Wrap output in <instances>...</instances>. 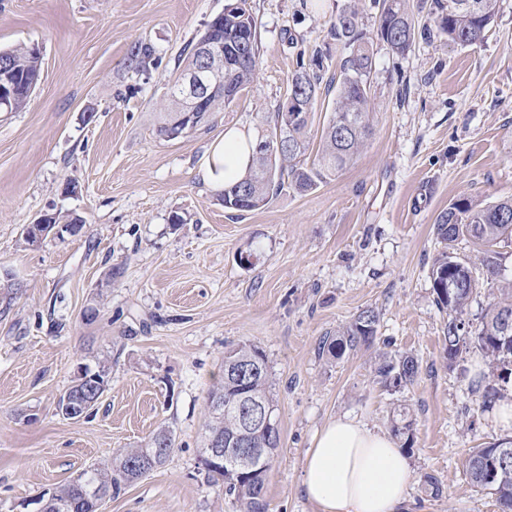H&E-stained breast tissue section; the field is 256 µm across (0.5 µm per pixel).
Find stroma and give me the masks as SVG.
Wrapping results in <instances>:
<instances>
[{"instance_id":"obj_1","label":"stroma","mask_w":512,"mask_h":512,"mask_svg":"<svg viewBox=\"0 0 512 512\" xmlns=\"http://www.w3.org/2000/svg\"><path fill=\"white\" fill-rule=\"evenodd\" d=\"M229 2L0 0V49L41 54L29 105L0 112V273L16 284L0 293V512H41L44 496L162 427L174 438L166 463L102 512H236L200 458L208 391L225 351L248 341L269 358L281 426L267 512H319L303 491L316 433L342 414L389 430L400 403L416 418L401 512H499L463 460L502 432L444 358L429 270L441 210L512 198V0L471 46L435 35L431 0H408L424 34L402 56L375 43L362 153L314 190L242 213L203 182L208 149L230 125L265 134L313 54L339 77L346 52L330 28L350 0H248L254 82L164 139L157 114L184 49ZM138 40L156 49L143 75L127 61ZM57 212L81 215L84 231L26 246L25 225ZM366 307L380 314L376 349L419 361L402 391L375 382L368 351L318 353ZM85 365L107 368L108 389L89 416L65 419L58 399Z\"/></svg>"}]
</instances>
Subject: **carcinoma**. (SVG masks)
<instances>
[{
    "label": "carcinoma",
    "instance_id": "cac0c4a2",
    "mask_svg": "<svg viewBox=\"0 0 512 512\" xmlns=\"http://www.w3.org/2000/svg\"><path fill=\"white\" fill-rule=\"evenodd\" d=\"M379 7L377 39L397 55L408 53L416 41L415 24L406 0H376ZM437 35L458 45H473L482 41L498 10V0H432ZM331 34L343 43L348 52L341 71L336 99L321 133L320 148L312 163L305 162L308 150L310 114L314 112L323 80L322 61L314 58L307 67L297 70L288 84V94L301 106L302 119L289 123L285 107H280L270 120L267 139L286 141L282 151L254 150L253 162L239 181L224 186V208L249 212L268 205L274 196L289 187L298 193L308 192L347 168L364 147L370 132L369 84L374 63V38L364 30L359 4L343 11L333 24ZM214 35L224 40V91H216L206 107L198 113L203 121L206 113L219 112L230 106L254 80L257 72L259 46L257 23L247 0H236L224 8ZM129 65L138 72L148 71L155 61V48L144 41L132 43ZM10 69L0 73V85L12 90L10 111L27 107L38 84L41 71L40 52L35 47L18 46L0 50V63ZM178 82L168 86L163 112L157 127L159 136L178 138L174 125L172 95ZM434 235L442 249L435 255L430 279L437 306L448 311L444 325V358L448 366H459L463 352L475 348L488 361L489 372L476 373L470 390L481 394L482 411L493 409L501 397L503 385L512 382V331L504 333L503 316L512 314V280L501 284L497 300L490 304L474 327L464 319L476 294L478 279L474 267L490 281L502 278V254L498 248L512 243V198L494 203H481L460 198L440 212L434 224ZM466 238L477 247L475 261L458 260L450 249ZM379 313L373 307L361 309L336 335L321 342V354L341 359L361 349L375 345ZM419 370L418 360L411 354L378 352L374 356L373 373L376 383L391 392H399L412 384ZM273 379L265 351L254 343L243 342L224 353L223 385L210 392L209 403L224 400V409H212L204 424L205 440L224 438V449L230 451V441H243L249 448L269 445L268 436L257 430L242 435V425L234 405L254 400L274 406ZM391 430L404 440L405 447L413 444L415 418L406 404L395 406L390 418ZM143 453L141 448H127L112 459V464L93 467L49 497V512L64 508L67 512H95L92 493L100 491L117 497L132 484L129 475L132 464ZM273 457L261 456L243 473L224 461V469L205 471V483L217 492L233 498L239 512H267L265 485ZM465 473L477 490L495 496L500 512H512V437L468 451Z\"/></svg>",
    "mask_w": 512,
    "mask_h": 512
}]
</instances>
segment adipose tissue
I'll use <instances>...</instances> for the list:
<instances>
[{
    "label": "adipose tissue",
    "instance_id": "adipose-tissue-1",
    "mask_svg": "<svg viewBox=\"0 0 512 512\" xmlns=\"http://www.w3.org/2000/svg\"><path fill=\"white\" fill-rule=\"evenodd\" d=\"M253 145L250 131L227 127L204 162L205 181L220 189L241 177ZM411 477L407 457L389 435L339 416L326 424L308 450L303 488L321 512H397Z\"/></svg>",
    "mask_w": 512,
    "mask_h": 512
}]
</instances>
